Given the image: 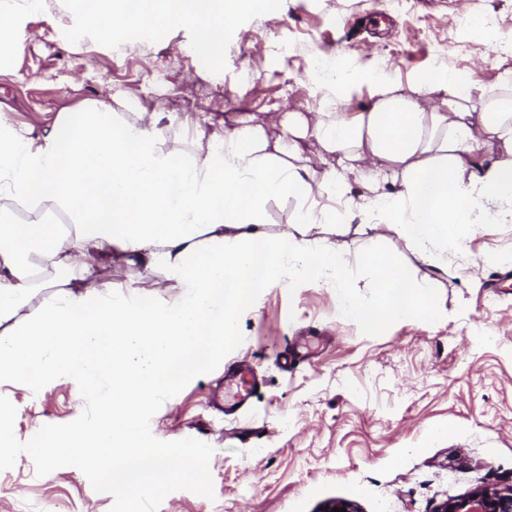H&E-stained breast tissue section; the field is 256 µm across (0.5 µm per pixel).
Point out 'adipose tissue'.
<instances>
[{"label": "adipose tissue", "mask_w": 512, "mask_h": 512, "mask_svg": "<svg viewBox=\"0 0 512 512\" xmlns=\"http://www.w3.org/2000/svg\"><path fill=\"white\" fill-rule=\"evenodd\" d=\"M243 0H78L82 16L101 30L115 18L146 29L157 22L207 26L204 54L216 56L224 41V16ZM444 108L425 109L418 89L404 94L375 80L368 111L337 113L306 126L291 117L297 141L314 136L349 168L365 155L382 161L364 171L367 187L391 182L390 195L371 197L365 223L401 235L409 249L431 261L460 250L464 234L512 218V107L492 106L484 90L463 88L447 73ZM307 166L277 165L259 130L247 126L225 139L202 164L190 165L159 150L145 125L112 128V115L86 109L67 115L44 137H26L0 122V193L28 204L54 203L73 218L67 233L53 224H0V380L30 382L32 365L98 395L91 439H59L46 429L43 459L76 451L101 470L113 489L133 496L202 471L201 462L173 470L164 449L144 442L138 414L163 386L203 367L236 333V311L262 289L300 277L336 280L350 288L352 270L342 255L313 249L306 239L277 240L241 234L263 221L269 198L304 192ZM237 235H224V228ZM221 233L220 250L202 236ZM141 253L183 287L169 305L129 304L92 291L95 269L74 268V254L109 256L113 247ZM60 286L48 314L17 321L36 275ZM377 303L347 299V313L367 331L386 317L434 319L433 291L404 266L387 264L372 279Z\"/></svg>", "instance_id": "ef3b65f1"}]
</instances>
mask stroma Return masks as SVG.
<instances>
[{"mask_svg": "<svg viewBox=\"0 0 512 512\" xmlns=\"http://www.w3.org/2000/svg\"><path fill=\"white\" fill-rule=\"evenodd\" d=\"M69 0L0 17L20 28V52L0 57V121L30 137L48 135L92 105L112 109V126L153 127L155 142L190 164L213 142L248 124L268 141L287 138L289 116L307 125L362 112L374 101L367 72L401 92L453 70L494 99L512 97V0H277L226 17L220 57L199 50L205 28L166 23L145 41L121 30L73 37ZM361 72L344 93L303 79L313 54ZM311 191L267 200L260 229L297 233L303 214L336 212L307 239L356 260L366 247L410 265L433 290L436 318L383 319L374 334L343 312L332 282L293 280L262 290L236 318V335L210 362L147 402L145 440L172 449V465L201 458L195 480L137 498L144 512H320L353 502L359 512H434L483 486L512 484V271L490 255L512 253V221L472 230L447 269L421 260L399 235L362 221L369 194L358 171L346 193L322 182L338 157L315 138L300 140ZM113 293L174 302L165 271L115 251L95 270ZM250 363L260 384L227 416L211 407L224 372ZM94 401L51 375L33 384L0 382V420L14 451L0 458V512H129L125 497L78 454L53 463L30 450L53 428L60 438L91 435Z\"/></svg>", "mask_w": 512, "mask_h": 512, "instance_id": "stroma-1", "label": "stroma"}]
</instances>
